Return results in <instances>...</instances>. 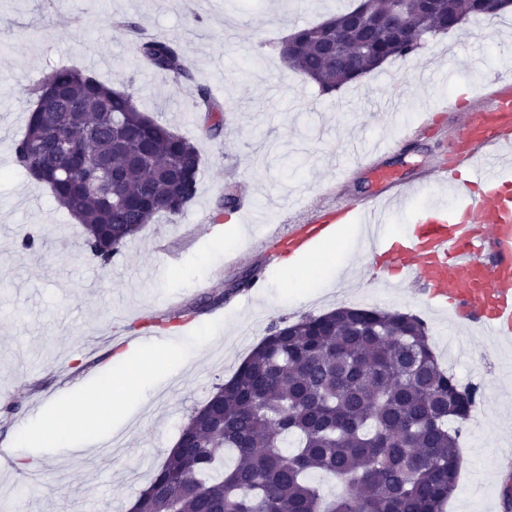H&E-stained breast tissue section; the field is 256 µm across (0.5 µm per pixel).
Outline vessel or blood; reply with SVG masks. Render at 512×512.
I'll return each mask as SVG.
<instances>
[{
  "mask_svg": "<svg viewBox=\"0 0 512 512\" xmlns=\"http://www.w3.org/2000/svg\"><path fill=\"white\" fill-rule=\"evenodd\" d=\"M512 77L499 76L480 102L461 114L457 132L466 148L454 167L434 170L448 182L459 206L453 211L424 209L414 230L389 242L390 213L382 199L407 205L422 191L419 183L379 171L381 195L313 211L305 225L288 229V247L297 249L324 232L337 217L352 216L364 228V244L383 266L386 281L411 278L425 290L432 309L448 313L459 325L512 344V183L501 170L512 160ZM495 483L498 512L512 507V453L500 462Z\"/></svg>",
  "mask_w": 512,
  "mask_h": 512,
  "instance_id": "obj_1",
  "label": "vessel or blood"
}]
</instances>
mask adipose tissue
<instances>
[{
	"instance_id": "adipose-tissue-1",
	"label": "adipose tissue",
	"mask_w": 512,
	"mask_h": 512,
	"mask_svg": "<svg viewBox=\"0 0 512 512\" xmlns=\"http://www.w3.org/2000/svg\"><path fill=\"white\" fill-rule=\"evenodd\" d=\"M338 230L347 233L346 242H339L337 237L322 240L312 248L295 252L285 260V268L292 271L310 260L314 263V277L320 278L323 284L332 283L336 272L347 267L356 250L359 235V229L354 224L339 225ZM171 354L187 359L192 352L185 340L179 338L168 341L162 349L156 344L145 343L134 350L117 354L109 370L103 372L92 385L79 388L71 406L58 411L57 419L61 427L55 434L56 441L78 452L92 442V434L87 430L89 422L104 416L126 418L130 402L137 395L136 388L130 383L131 376L147 360L162 359Z\"/></svg>"
}]
</instances>
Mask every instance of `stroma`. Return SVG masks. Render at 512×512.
I'll use <instances>...</instances> for the list:
<instances>
[{
  "instance_id": "1",
  "label": "stroma",
  "mask_w": 512,
  "mask_h": 512,
  "mask_svg": "<svg viewBox=\"0 0 512 512\" xmlns=\"http://www.w3.org/2000/svg\"><path fill=\"white\" fill-rule=\"evenodd\" d=\"M351 0H0V500L30 486L24 512H129L128 505L162 465L194 408L230 378L271 324L295 322L369 298L374 308L421 318L440 363L480 400L461 437L462 467L446 512H496L494 467L512 449V349L469 331L466 343L446 313L429 308L413 280L392 288L370 255L356 278L308 287L304 272L263 270L247 294H228L243 271L280 251L271 230L308 203L358 201L374 194L380 167L419 181L453 159L458 112L488 80L512 69V13L472 18L461 29L427 38L403 61L385 63L333 95L289 70L280 42L296 28L349 9ZM185 45L195 82L143 65L136 36ZM470 43L473 70L452 56ZM75 66L113 88H132L139 107L195 143L202 158L195 198L176 217L161 216L129 240L107 267L82 247L83 231L48 185L15 162L33 106L31 88L52 69ZM457 72L437 82L436 67ZM224 110V134L201 128L196 83ZM404 97L394 116L387 100ZM457 111H448L449 103ZM397 143L389 152L375 145ZM236 186L240 210L214 223L225 186ZM33 236L34 249L22 246ZM226 332L211 336L216 322ZM196 337L203 351L188 362L149 364V383L129 423L104 420L103 435L125 447L75 459L49 438L56 411L78 385L111 366L116 350L164 343L171 327ZM43 443L35 467L16 470L8 456L20 428Z\"/></svg>"
}]
</instances>
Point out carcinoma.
Returning <instances> with one entry per match:
<instances>
[{
  "label": "carcinoma",
  "instance_id": "1",
  "mask_svg": "<svg viewBox=\"0 0 512 512\" xmlns=\"http://www.w3.org/2000/svg\"><path fill=\"white\" fill-rule=\"evenodd\" d=\"M392 0H356L281 42L286 66L320 93L418 48L411 37L357 29V69L334 65L328 34L364 13L389 11ZM485 15L484 0H423L407 23L432 36ZM151 68L194 80L189 51L167 39H139ZM36 106L15 146L28 176L57 171V204L83 226V246L102 267L159 215L177 216L195 197L201 157L184 136L143 112L132 90H115L76 67L50 71L32 89ZM208 112L205 133L224 131V110L196 84ZM78 148L56 150L59 130ZM240 207L236 190L218 214ZM254 267L232 285L248 290ZM479 388L441 368L426 324L399 311L342 306L291 324H275L238 366L194 409L176 444L132 512H442L461 466L459 440ZM234 465L224 468V452ZM339 480L327 493L317 474Z\"/></svg>",
  "mask_w": 512,
  "mask_h": 512
}]
</instances>
